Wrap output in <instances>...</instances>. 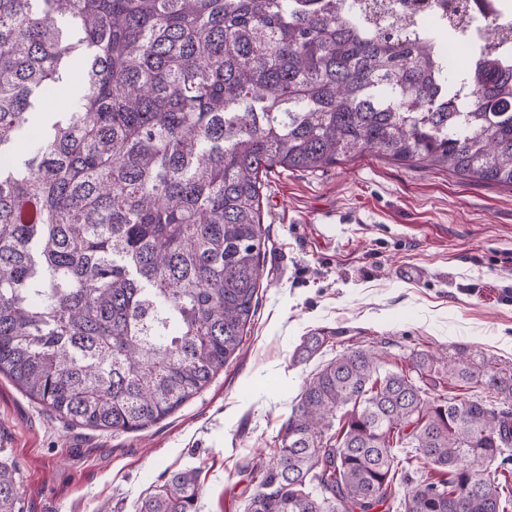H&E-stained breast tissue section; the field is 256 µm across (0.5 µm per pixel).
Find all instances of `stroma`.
Segmentation results:
<instances>
[{"instance_id": "35a3bbf8", "label": "stroma", "mask_w": 512, "mask_h": 512, "mask_svg": "<svg viewBox=\"0 0 512 512\" xmlns=\"http://www.w3.org/2000/svg\"><path fill=\"white\" fill-rule=\"evenodd\" d=\"M261 218L263 275L240 350L164 419L128 432L68 424L0 375V459L20 512H137L186 467L201 470L196 512H247L252 467L305 379L357 348L512 375V189L367 152L272 170ZM323 329L331 342L296 361Z\"/></svg>"}]
</instances>
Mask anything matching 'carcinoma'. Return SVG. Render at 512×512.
Segmentation results:
<instances>
[{"mask_svg": "<svg viewBox=\"0 0 512 512\" xmlns=\"http://www.w3.org/2000/svg\"><path fill=\"white\" fill-rule=\"evenodd\" d=\"M74 60L72 108L34 124ZM470 69L460 99L435 38L349 0H0V373L71 424L165 418L240 347L274 168L374 151L512 188V63L489 46ZM433 365L365 349L324 365L247 512H390L398 481L402 512H507L512 377ZM427 466L447 478L414 479ZM200 490L174 471L138 512H196ZM18 504L1 463L0 512Z\"/></svg>", "mask_w": 512, "mask_h": 512, "instance_id": "obj_1", "label": "carcinoma"}]
</instances>
